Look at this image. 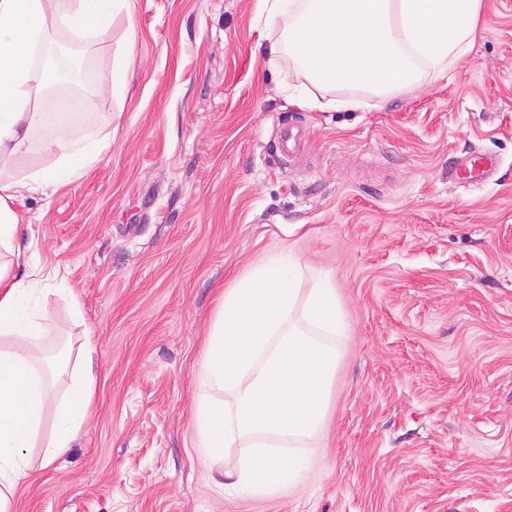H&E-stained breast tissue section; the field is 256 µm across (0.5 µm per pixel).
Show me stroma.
Instances as JSON below:
<instances>
[{
  "label": "stroma",
  "instance_id": "obj_1",
  "mask_svg": "<svg viewBox=\"0 0 512 512\" xmlns=\"http://www.w3.org/2000/svg\"><path fill=\"white\" fill-rule=\"evenodd\" d=\"M132 4L75 48L95 79L71 133L107 139L101 160L17 203L31 262L64 274L55 336L93 339L96 392L12 512H512V0H483L442 73L383 99L338 89L361 108L324 111L288 55L268 58L288 20L261 0ZM473 150L498 156L494 182L452 187ZM284 248L302 288L329 276L345 333L310 471L255 499L227 486L241 449L206 466L192 417L225 292Z\"/></svg>",
  "mask_w": 512,
  "mask_h": 512
}]
</instances>
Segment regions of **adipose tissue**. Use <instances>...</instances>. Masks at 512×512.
<instances>
[{"instance_id":"ef3b65f1","label":"adipose tissue","mask_w":512,"mask_h":512,"mask_svg":"<svg viewBox=\"0 0 512 512\" xmlns=\"http://www.w3.org/2000/svg\"><path fill=\"white\" fill-rule=\"evenodd\" d=\"M130 8V0H0V512H12L32 458L46 466L72 447L95 394L91 340L75 351L47 349L48 310L32 299V282L57 279L59 269L33 267L28 282L12 274L27 259L16 202L80 178L106 148L98 138L72 139L64 120L49 119L46 96H68L71 86L58 64L34 66L33 49L60 30L78 43L101 39ZM33 150L55 155V164L9 174Z\"/></svg>"}]
</instances>
